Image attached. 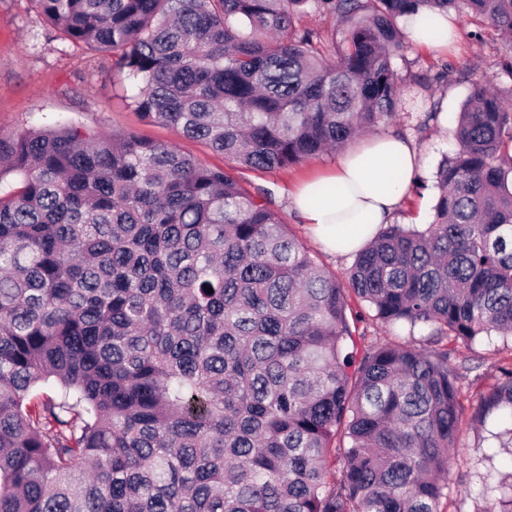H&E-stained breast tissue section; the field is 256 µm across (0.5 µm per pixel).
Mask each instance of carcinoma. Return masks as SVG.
<instances>
[{"mask_svg": "<svg viewBox=\"0 0 512 512\" xmlns=\"http://www.w3.org/2000/svg\"><path fill=\"white\" fill-rule=\"evenodd\" d=\"M32 2L112 57L143 120L228 169L130 132L0 138V512H439L464 411L442 340L512 336V106L474 87L434 221L386 225L347 287L230 170L391 118L400 19L427 10L436 36L454 10L511 37L512 0ZM310 11L346 24L332 61L295 25ZM349 289L385 326H432L429 347L365 344ZM502 375L480 422L512 419ZM483 512H512V482Z\"/></svg>", "mask_w": 512, "mask_h": 512, "instance_id": "carcinoma-1", "label": "carcinoma"}]
</instances>
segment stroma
Masks as SVG:
<instances>
[{
  "mask_svg": "<svg viewBox=\"0 0 512 512\" xmlns=\"http://www.w3.org/2000/svg\"><path fill=\"white\" fill-rule=\"evenodd\" d=\"M460 38L441 50L408 44L393 67L400 78L395 114L379 132L407 137L420 157L408 195L392 221L425 229L433 220L438 196L436 174L444 158L457 150L455 122L472 88L487 84L504 101L512 100V72L504 66V39L496 28L450 12ZM56 121L82 125L102 134L127 131L170 144L209 167H223V156L177 129L146 123L128 107L113 84L108 54L75 47L54 37L38 15L33 0H0V138ZM337 158L325 152L300 164L271 171L238 169L240 182L252 192L271 191L273 208L289 232L317 263L340 282H347L355 257L331 254L316 243L308 224L296 213L289 194L300 178L324 174ZM352 311L364 313L359 331L381 342L426 346L428 326H384L368 319V305L351 298ZM450 364L458 372L464 406L476 402L478 389L498 383L502 367L512 365V339L498 336L471 344L454 343ZM498 420L473 421L463 414L459 427L461 454L449 473L451 492L440 512H482L485 499L503 480L512 478V450L495 437Z\"/></svg>",
  "mask_w": 512,
  "mask_h": 512,
  "instance_id": "stroma-1",
  "label": "stroma"
}]
</instances>
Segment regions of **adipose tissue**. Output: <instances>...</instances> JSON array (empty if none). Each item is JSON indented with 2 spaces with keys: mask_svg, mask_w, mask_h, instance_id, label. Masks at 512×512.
<instances>
[{
  "mask_svg": "<svg viewBox=\"0 0 512 512\" xmlns=\"http://www.w3.org/2000/svg\"><path fill=\"white\" fill-rule=\"evenodd\" d=\"M418 166L406 140L375 133L345 150L327 175L301 182L293 203L322 245L335 249L342 237L352 253L376 235L378 225L389 223ZM329 184L340 186V193L321 194Z\"/></svg>",
  "mask_w": 512,
  "mask_h": 512,
  "instance_id": "1",
  "label": "adipose tissue"
}]
</instances>
